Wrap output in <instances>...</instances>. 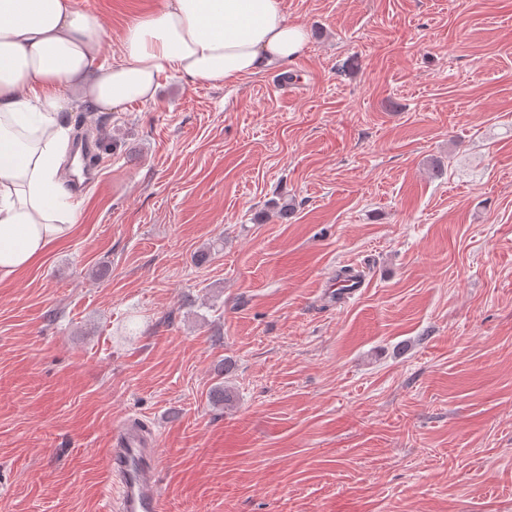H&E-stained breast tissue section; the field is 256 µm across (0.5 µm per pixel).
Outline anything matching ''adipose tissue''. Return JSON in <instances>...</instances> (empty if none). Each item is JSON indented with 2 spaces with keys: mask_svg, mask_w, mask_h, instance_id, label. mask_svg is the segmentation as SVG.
<instances>
[{
  "mask_svg": "<svg viewBox=\"0 0 512 512\" xmlns=\"http://www.w3.org/2000/svg\"><path fill=\"white\" fill-rule=\"evenodd\" d=\"M103 22L74 0H0V280L70 235L80 202L60 176L78 105L121 112L169 71L220 87L307 47L283 0H161L121 35L123 59L95 70Z\"/></svg>",
  "mask_w": 512,
  "mask_h": 512,
  "instance_id": "adipose-tissue-1",
  "label": "adipose tissue"
}]
</instances>
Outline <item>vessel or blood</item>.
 I'll use <instances>...</instances> for the list:
<instances>
[{
    "instance_id": "b4317fda",
    "label": "vessel or blood",
    "mask_w": 512,
    "mask_h": 512,
    "mask_svg": "<svg viewBox=\"0 0 512 512\" xmlns=\"http://www.w3.org/2000/svg\"><path fill=\"white\" fill-rule=\"evenodd\" d=\"M109 477L118 494L109 501L111 512H164L157 484L160 457L146 430L133 419L112 430L107 451Z\"/></svg>"
}]
</instances>
